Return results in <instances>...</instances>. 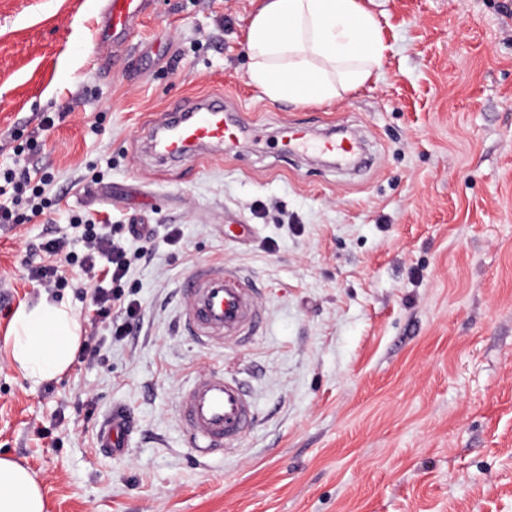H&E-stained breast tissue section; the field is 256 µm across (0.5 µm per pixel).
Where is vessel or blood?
Listing matches in <instances>:
<instances>
[{
    "label": "vessel or blood",
    "instance_id": "obj_1",
    "mask_svg": "<svg viewBox=\"0 0 512 512\" xmlns=\"http://www.w3.org/2000/svg\"><path fill=\"white\" fill-rule=\"evenodd\" d=\"M151 0H104L100 12L102 41L125 43L136 21L149 13ZM245 125L228 116L223 103L206 96L151 119L149 133L156 154L164 160L192 161L205 147L234 143ZM320 152L353 159L358 144L350 139H327ZM262 312L251 282L221 263L194 269L181 290L179 325L205 347L238 344L256 335ZM178 421L187 448L200 460L223 454L252 430L255 412L245 388L218 370L196 374L180 392ZM130 425L125 410L114 407L99 423L97 443L103 454L120 458L129 450Z\"/></svg>",
    "mask_w": 512,
    "mask_h": 512
}]
</instances>
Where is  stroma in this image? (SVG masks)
I'll return each mask as SVG.
<instances>
[{"mask_svg": "<svg viewBox=\"0 0 512 512\" xmlns=\"http://www.w3.org/2000/svg\"><path fill=\"white\" fill-rule=\"evenodd\" d=\"M259 4L156 0L115 50L95 0H0V167L47 169L63 195L55 225L0 233V456L34 474L45 512H512V0H369L383 65L330 105L251 85ZM198 94L247 137L161 162L145 119ZM47 112L65 118L15 156L12 132ZM290 126L347 128L367 161L280 156ZM107 157L102 184L70 188ZM71 213L153 231V258L127 243L144 317L105 365L36 382L6 333L46 294L29 244ZM208 262L257 285L259 337L206 350L180 332L179 289ZM213 368L246 385L256 425L202 463L177 401ZM115 406L133 433L113 460L96 432Z\"/></svg>", "mask_w": 512, "mask_h": 512, "instance_id": "obj_1", "label": "stroma"}]
</instances>
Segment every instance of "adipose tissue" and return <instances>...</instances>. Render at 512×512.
Segmentation results:
<instances>
[{"label":"adipose tissue","mask_w":512,"mask_h":512,"mask_svg":"<svg viewBox=\"0 0 512 512\" xmlns=\"http://www.w3.org/2000/svg\"><path fill=\"white\" fill-rule=\"evenodd\" d=\"M387 50L378 18L361 0H264L246 36L248 78L268 100L330 104L364 86ZM80 324L62 302L16 311L10 354L28 378L63 374L81 345ZM0 512H45L34 475L0 457Z\"/></svg>","instance_id":"1"}]
</instances>
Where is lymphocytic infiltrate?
Segmentation results:
<instances>
[{"mask_svg": "<svg viewBox=\"0 0 512 512\" xmlns=\"http://www.w3.org/2000/svg\"><path fill=\"white\" fill-rule=\"evenodd\" d=\"M52 173L29 166L0 168V230L27 224L38 217H49L61 200L60 194H49ZM73 226L82 228V253L69 249L67 236L54 234L30 244L29 251L43 254L45 263L30 268L32 280L47 291L67 287L59 272L57 258L78 265L96 288L91 297L93 320L112 339L129 336L142 321L141 303L128 283L131 262L123 239L112 225L78 216L71 217Z\"/></svg>", "mask_w": 512, "mask_h": 512, "instance_id": "obj_1", "label": "lymphocytic infiltrate"}]
</instances>
